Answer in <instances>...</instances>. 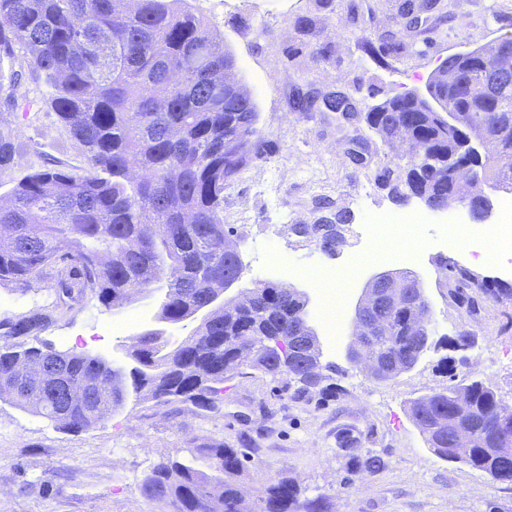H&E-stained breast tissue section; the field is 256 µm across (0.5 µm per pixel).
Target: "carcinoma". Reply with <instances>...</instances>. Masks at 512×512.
Here are the masks:
<instances>
[{"label": "carcinoma", "instance_id": "cac0c4a2", "mask_svg": "<svg viewBox=\"0 0 512 512\" xmlns=\"http://www.w3.org/2000/svg\"><path fill=\"white\" fill-rule=\"evenodd\" d=\"M185 0H0V61H19L9 81H0V108L10 112L27 100L30 80L49 88L47 105L81 151L83 165L49 155L44 164L15 182L8 204H0V283L27 290L54 281L59 301L73 307L86 292L116 308L134 292L165 283L157 319L176 325L195 317L207 303L210 283L231 273L236 261L219 251L224 241V185L247 163L267 152L257 127L252 92L242 83L226 88L213 74L234 66L202 17ZM406 112L411 136L424 156L435 160L421 173L386 162L376 181L398 202L409 192L428 193L435 205L448 202L449 171L466 163L458 153L457 131L441 112H423L407 93L375 104L365 122L376 136L390 134L380 117L397 103ZM457 109L465 127L496 140L493 163L479 175L496 189L512 191V74L501 75L493 56L458 90ZM17 134L0 121V176L15 167ZM454 297L470 302L466 289H495L467 273L454 272ZM254 305L235 313L233 303L213 309L194 332L169 348L156 330L135 337L127 352L133 366L115 367L101 355L59 350L42 339L51 316L32 310L0 319V399L38 414L74 433L96 427L125 404L128 392L145 390L160 403L190 402L213 409L224 380L240 369L278 376L294 373L297 392L332 391L323 385L321 350L306 331L305 301L292 288L268 282L254 289ZM406 308L384 305L379 317L393 331L370 340L387 369L414 357L420 342L405 331ZM48 359L72 376L95 382L93 399L69 416L45 389L15 387L19 364ZM464 390L474 406L467 425L474 441L459 462L496 472L512 483V455L492 458L497 444L500 400L480 380L435 393L430 406L444 418L453 395ZM346 441L343 451L369 471L384 461L361 457ZM248 456L213 439L193 441L187 456L154 467L140 484L149 500L169 503L174 512H242L239 479ZM259 512H323L319 498H301L282 479L265 487Z\"/></svg>", "mask_w": 512, "mask_h": 512}]
</instances>
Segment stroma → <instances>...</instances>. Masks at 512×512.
I'll return each instance as SVG.
<instances>
[{
    "mask_svg": "<svg viewBox=\"0 0 512 512\" xmlns=\"http://www.w3.org/2000/svg\"><path fill=\"white\" fill-rule=\"evenodd\" d=\"M403 0H187L207 19L235 65L230 76L253 93L258 128L271 150L250 162L224 188V224L245 253V291L273 280L310 297L309 323L323 362L339 367L330 381L333 396L299 395L288 376L245 369L224 383L213 411L189 404H159L146 393H129L124 406L81 433L0 400V512H172L141 496L142 479L154 466L184 456L191 440L209 438L230 448L249 449L251 461L241 487L248 503L261 490L288 478L303 497L322 498L325 512H512V483H500L462 463L439 458L410 417L415 399L472 380L491 384L512 408V293L488 296L470 289L475 309L453 298L442 263L476 280L512 284V257L489 250L474 253L460 242L445 246L448 216L417 200L395 201L374 180L381 163L398 160L401 147L370 138L363 162L352 161L346 142L363 121L349 124L332 112H297L295 89L316 99L338 92L358 113L386 98L424 90L450 55L512 35V0H451L432 13L425 32L409 38ZM405 41L401 55L387 52ZM374 52H366L365 42ZM19 133L20 154L12 175L0 177V198L41 154L78 161L54 113L0 112ZM426 216L418 255L403 250L357 248L368 210ZM344 212L342 244L327 253L297 224ZM397 269L424 281L440 345L413 370L380 382L346 358L351 319L367 279ZM52 279L23 291L0 284V317L17 318L34 309L51 313L43 339L61 350L101 354L127 365V351L143 330L163 327L184 339L197 327L190 319L159 325L156 297L133 295L122 307L105 308L86 294L70 310L57 306ZM469 332L474 347L454 371L441 366L448 338ZM353 437L359 455H378L383 469L355 467L341 449Z\"/></svg>",
    "mask_w": 512,
    "mask_h": 512,
    "instance_id": "obj_1",
    "label": "stroma"
}]
</instances>
